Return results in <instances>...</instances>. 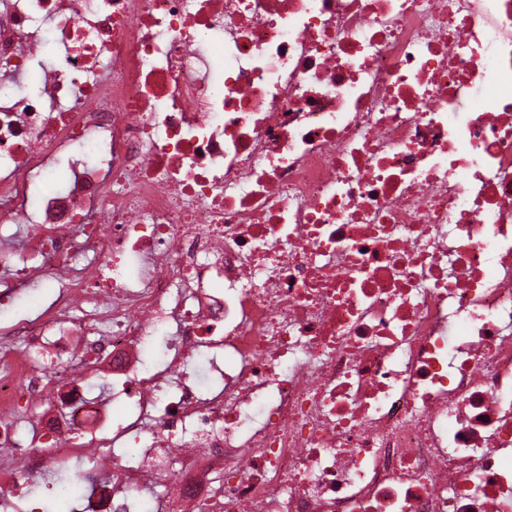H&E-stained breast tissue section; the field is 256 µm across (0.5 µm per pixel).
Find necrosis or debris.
Wrapping results in <instances>:
<instances>
[{
  "instance_id": "4bbe7bcc",
  "label": "necrosis or debris",
  "mask_w": 512,
  "mask_h": 512,
  "mask_svg": "<svg viewBox=\"0 0 512 512\" xmlns=\"http://www.w3.org/2000/svg\"><path fill=\"white\" fill-rule=\"evenodd\" d=\"M0 267L1 490L512 512V0H0ZM22 294L16 302L4 312L0 310V321H18L26 316H35L46 307L58 292L57 284L52 279L40 283L22 286Z\"/></svg>"
}]
</instances>
